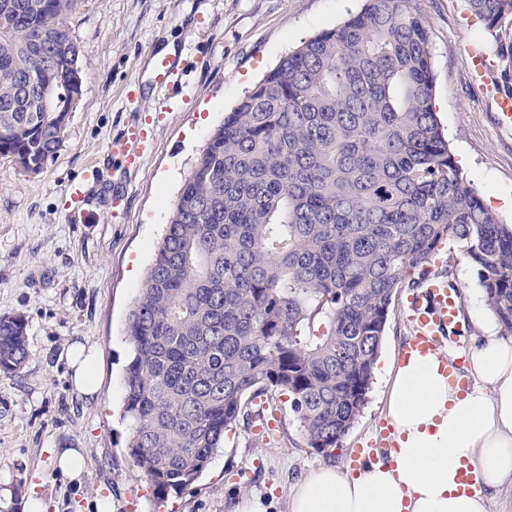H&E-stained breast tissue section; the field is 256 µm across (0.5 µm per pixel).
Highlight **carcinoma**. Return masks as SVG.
<instances>
[{
  "instance_id": "1",
  "label": "carcinoma",
  "mask_w": 512,
  "mask_h": 512,
  "mask_svg": "<svg viewBox=\"0 0 512 512\" xmlns=\"http://www.w3.org/2000/svg\"><path fill=\"white\" fill-rule=\"evenodd\" d=\"M418 0H366L307 39L212 131L126 318V448L154 495L192 488L277 393L307 447H342L386 325L446 243L512 335V225L483 202L438 119ZM79 0H0V155L39 174L63 130L45 84L82 82ZM512 79V0H468ZM0 316V373L29 357Z\"/></svg>"
}]
</instances>
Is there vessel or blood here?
Wrapping results in <instances>:
<instances>
[{
	"instance_id": "b4317fda",
	"label": "vessel or blood",
	"mask_w": 512,
	"mask_h": 512,
	"mask_svg": "<svg viewBox=\"0 0 512 512\" xmlns=\"http://www.w3.org/2000/svg\"><path fill=\"white\" fill-rule=\"evenodd\" d=\"M468 59L474 75L480 80L481 89L496 104L499 125L511 129L512 93L502 89L483 53L469 49ZM153 72L156 82L163 85L175 84L180 79L179 66L170 58L155 59ZM148 142L147 128L137 123L128 126L120 137L112 140L111 150L126 165L135 167L140 164ZM406 319L413 334L400 352L401 360L438 350L444 336L457 335L462 328L458 289L449 287L447 280L434 275L423 279L419 291L409 299Z\"/></svg>"
}]
</instances>
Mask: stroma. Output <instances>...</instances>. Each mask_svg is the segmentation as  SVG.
<instances>
[{"label": "stroma", "instance_id": "1", "mask_svg": "<svg viewBox=\"0 0 512 512\" xmlns=\"http://www.w3.org/2000/svg\"><path fill=\"white\" fill-rule=\"evenodd\" d=\"M363 0H82L66 25L82 49V94L63 143L37 175L0 155V316L28 320L30 357L17 376L0 374V512H24L29 492L47 512H235L242 498L264 512H287L291 486L311 470L344 466L354 448L377 439L393 364L411 327L402 290L389 319L368 401L341 448L324 456L308 448L287 395L264 412L275 436L248 429L226 440L194 492L158 501L126 449L120 419L123 369L131 346L128 311L180 190L213 129L243 94L306 39L335 27ZM430 33L435 109L456 160L497 214L512 221V130L497 126L496 106L471 75L464 47L492 37L465 0H418ZM182 69L172 86L157 85L153 62L165 48ZM136 85L139 99L125 94ZM175 111H167L168 103ZM143 122L151 148L126 167L109 145ZM94 178H85L87 168ZM83 181L72 203L69 187ZM96 352L97 397L73 385L67 350ZM76 448L80 482L49 464L52 449Z\"/></svg>", "mask_w": 512, "mask_h": 512}]
</instances>
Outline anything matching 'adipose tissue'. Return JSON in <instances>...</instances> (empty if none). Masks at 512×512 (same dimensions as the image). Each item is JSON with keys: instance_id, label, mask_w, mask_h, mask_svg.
Returning a JSON list of instances; mask_svg holds the SVG:
<instances>
[{"instance_id": "1", "label": "adipose tissue", "mask_w": 512, "mask_h": 512, "mask_svg": "<svg viewBox=\"0 0 512 512\" xmlns=\"http://www.w3.org/2000/svg\"><path fill=\"white\" fill-rule=\"evenodd\" d=\"M466 367L471 387L451 388L437 354L395 365L387 401L397 449L356 475L323 465L297 481L288 512H487L512 485V339L495 321ZM472 476L460 485L461 471Z\"/></svg>"}]
</instances>
